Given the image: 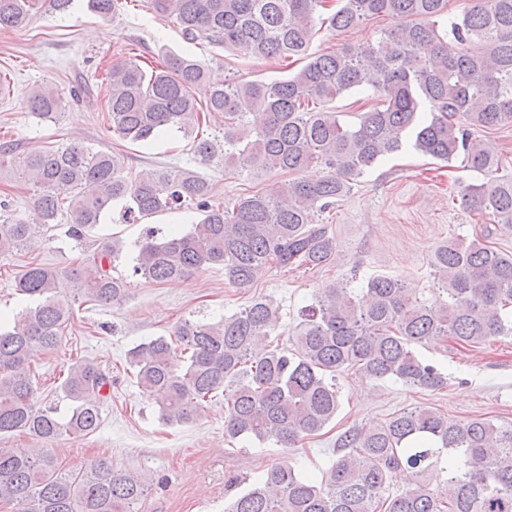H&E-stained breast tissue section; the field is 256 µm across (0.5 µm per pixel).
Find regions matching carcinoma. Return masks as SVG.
I'll list each match as a JSON object with an SVG mask.
<instances>
[{
  "mask_svg": "<svg viewBox=\"0 0 512 512\" xmlns=\"http://www.w3.org/2000/svg\"><path fill=\"white\" fill-rule=\"evenodd\" d=\"M77 0H0V29L26 26L34 17L66 13ZM147 0L146 8L172 18L191 41L216 42L257 58L303 66L271 81L209 79L199 60L174 53L143 69L132 59L110 62L103 77L112 134L151 144L180 133L194 159L224 163L261 179L273 171L294 178L216 205L206 178L176 166L144 168L130 180L120 155L69 143L20 155L0 145V171L16 165L19 178L38 189L33 215L0 200V253L35 251L41 229L66 217L77 242L119 205L135 224L164 211L194 209L201 219L163 242L147 229L131 258L133 274L167 282L205 268L224 269L238 288L251 286L269 266L328 263L336 242L319 216L349 194L351 181L380 158L413 148L483 173L468 184L460 204L470 213L512 226V176L472 137V128L512 124V0H469L448 15V0ZM103 17L121 0H87ZM377 17L393 26L364 48L312 52L322 29L344 32ZM205 87L200 100L197 90ZM368 93L375 104L353 126L340 123L330 103L347 92ZM30 112L62 115L63 100L49 86L27 95ZM224 122L206 135L203 119ZM322 171L319 179L304 173ZM125 250L121 239L103 242L66 277L73 298L58 291L59 274L30 263L17 278L31 302L0 327V436L24 432L52 442L85 437L101 425L103 390L111 377L93 360L74 363L61 383L72 410L65 418L37 400L31 365L58 342L73 317L72 302L110 306L126 282L115 276ZM446 299L428 304L401 280L377 276L362 296L324 288L301 311L289 347H271L278 309L258 298L216 323L186 320L174 338H152L132 348L127 363L136 383L166 425H188L224 399V433L231 440L273 441L294 447L336 418V378L355 370L375 380L439 390L448 378L414 351L448 339L471 347L512 335V255L473 239L445 241L430 256ZM186 365L172 362L173 345ZM338 456L319 478L273 464L237 494L227 512H512V425L486 418L456 423L416 408L378 428H354L336 439ZM414 483L390 490L400 469ZM151 483L98 459L78 471L63 469L51 451L31 457L0 448V503L15 512H136Z\"/></svg>",
  "mask_w": 512,
  "mask_h": 512,
  "instance_id": "obj_1",
  "label": "carcinoma"
}]
</instances>
